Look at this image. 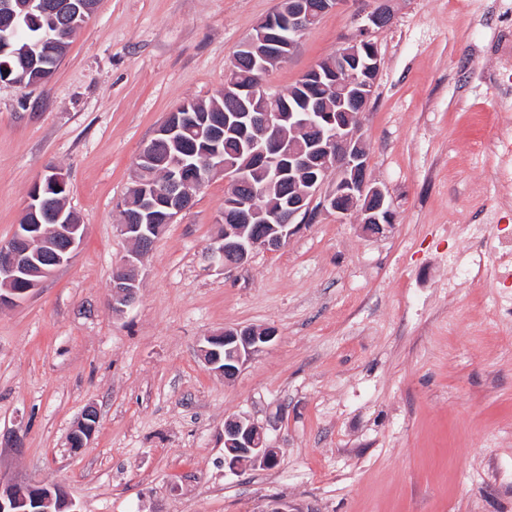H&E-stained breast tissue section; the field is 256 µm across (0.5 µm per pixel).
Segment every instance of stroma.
<instances>
[{
	"instance_id": "35a3bbf8",
	"label": "stroma",
	"mask_w": 512,
	"mask_h": 512,
	"mask_svg": "<svg viewBox=\"0 0 512 512\" xmlns=\"http://www.w3.org/2000/svg\"><path fill=\"white\" fill-rule=\"evenodd\" d=\"M281 0H99L53 79L0 84V244L33 183L65 175L86 226L72 261L0 306V479L58 483L76 512H512V320L498 283L447 289L452 224L493 207L512 225L488 139L512 92L484 45L507 0H389L361 115L384 233L320 215L246 265H213L223 174L141 260L138 296L112 310L134 164L169 112L208 100ZM375 5L345 0L263 77L283 92L334 56ZM237 326L276 336L233 381L200 356ZM91 443L68 439L87 407ZM264 427L278 462L234 470L224 419Z\"/></svg>"
}]
</instances>
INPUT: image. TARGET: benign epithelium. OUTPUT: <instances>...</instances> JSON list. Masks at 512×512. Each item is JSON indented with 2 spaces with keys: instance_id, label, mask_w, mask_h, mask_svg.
<instances>
[{
  "instance_id": "benign-epithelium-1",
  "label": "benign epithelium",
  "mask_w": 512,
  "mask_h": 512,
  "mask_svg": "<svg viewBox=\"0 0 512 512\" xmlns=\"http://www.w3.org/2000/svg\"><path fill=\"white\" fill-rule=\"evenodd\" d=\"M344 0H290L288 7L265 18L259 32L269 27L280 28L284 36L265 41L251 37L241 47V55L252 60L261 71L271 64L287 58L297 39L309 29V24L335 9ZM98 0H64L60 11L46 7L43 0H29L30 18L38 25L59 30L58 18L66 17L67 32H75L96 9ZM16 15L10 0L0 3V56L13 48L12 36ZM391 15L385 0L366 15L363 24L337 51L336 65L326 69L314 65L309 69L307 89L318 88L324 94L305 97V111L309 119L298 126L303 139L287 140L283 134L285 115L281 108H256L251 104L279 100L257 81L242 85L237 80V61H232L227 74L226 88L236 102V108L224 113V129L243 134L252 149V156L267 168L283 164L293 175L289 184V197L282 204L266 205L256 195H244L241 189L246 182L237 164L224 159L219 143L223 134L210 125L207 117L194 113L189 106L166 116L159 126L151 148L139 157L136 174L147 172L154 162L155 150L182 138L185 128L193 126L206 129L201 143L202 164L210 173L224 174L225 199L230 213L216 245L211 248L215 262L224 268L248 262L257 246L267 250L281 249L288 238L305 224H311L323 213L336 217L356 212L362 229L377 233L383 225L393 221V213L384 190L370 179V159L361 134L360 115L371 99L375 75L379 71V52L373 41L374 30L390 23ZM51 74L25 71L14 79L0 78L15 86L41 84ZM339 87L349 93L352 110L344 116H334L333 105L328 101L330 92ZM195 167L171 162L167 169V191L161 195L142 189L138 212L119 225L127 239L141 246L154 241L153 220L160 217L166 224L189 208L191 189L201 186L193 177ZM41 182L30 190L26 213L29 223L17 227L5 244H0V305L14 304L37 288L57 268L70 263L79 249L85 225L73 211L55 213L54 224L44 228L41 223L44 203L40 196ZM269 225L267 234L260 238L244 236L243 225L259 216ZM142 250L123 257L112 276V310L122 312L133 304L140 287V261ZM276 335L273 327L226 328L223 332L204 337L201 355L209 367L224 375V380L234 379L251 356L271 342ZM99 420L96 410L87 408L69 436L72 448L86 447L95 434ZM225 461L230 468L255 466L269 468L277 464L274 449L267 444L263 430L250 417L238 415L224 420ZM0 512H73L72 502L56 483L42 482L24 487L0 483Z\"/></svg>"
}]
</instances>
